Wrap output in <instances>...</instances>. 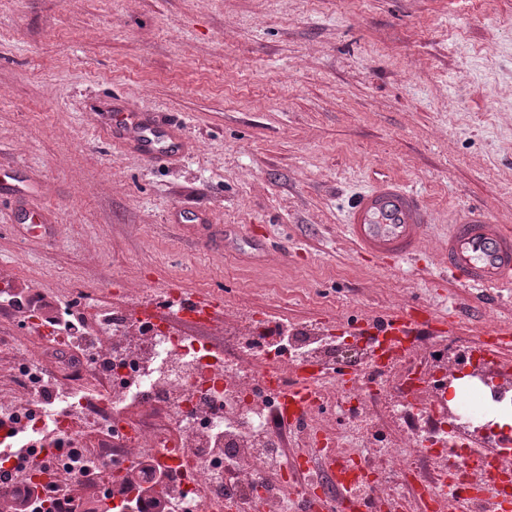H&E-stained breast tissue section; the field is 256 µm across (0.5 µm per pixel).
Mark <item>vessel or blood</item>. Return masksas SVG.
Wrapping results in <instances>:
<instances>
[{
    "instance_id": "vessel-or-blood-1",
    "label": "vessel or blood",
    "mask_w": 512,
    "mask_h": 512,
    "mask_svg": "<svg viewBox=\"0 0 512 512\" xmlns=\"http://www.w3.org/2000/svg\"><path fill=\"white\" fill-rule=\"evenodd\" d=\"M102 128L114 143L133 150L150 164L166 166L189 149L178 120L159 112H140L122 103L111 104L101 117ZM18 204L14 220L26 223L34 213L29 205L42 196L39 184L17 180L0 182V195ZM346 222L359 256L377 259L411 258L421 251L432 216L417 194L400 182L383 179L359 193L348 205ZM448 275L457 286L486 291L512 286V226L497 224L473 211L450 225L445 248ZM183 313L160 311L158 319L175 329L187 326V316L202 314L207 327L219 322L223 307L217 300L183 296ZM457 315L442 316L424 306H409L383 315L340 324V332L360 337L366 348L377 349L384 337L400 336L414 348L424 331L446 333L457 325ZM478 347L491 358L512 359V322L480 333ZM316 380L314 368H296L288 384V407L283 424L295 428L309 416L307 400Z\"/></svg>"
}]
</instances>
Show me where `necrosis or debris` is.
<instances>
[{
    "mask_svg": "<svg viewBox=\"0 0 512 512\" xmlns=\"http://www.w3.org/2000/svg\"><path fill=\"white\" fill-rule=\"evenodd\" d=\"M245 332H226L227 355L212 352L194 337L173 332L149 312L107 310L99 320L107 347H91L86 375L98 386L93 406H81L82 427L66 420L51 446H34L30 455L9 463L19 481L50 487L63 512H85L82 500L61 482L69 476L98 477L97 492L107 496L128 471L152 459L161 478L151 496L167 512H327L332 480L351 486L345 512L365 503L369 512H405L411 496L436 489L442 499L483 512L482 504L512 503V441L487 433L473 440L469 423L484 426L496 403H512V364L496 366V387L461 393L456 412L448 410V381L464 363L460 354L438 367L426 382L401 343L386 344L385 360L374 363L365 348H338L326 327L280 334L244 314ZM361 369L353 386L336 378L342 359ZM315 365L321 374L309 404L310 421L296 430L297 452L285 459L275 453L280 440L286 388L269 382L268 372ZM55 365L51 360L19 359L15 364L25 399L0 393V415L28 425L40 421L39 399ZM399 392L382 393L390 378ZM160 409L162 420L140 423L125 414L127 395ZM399 418L406 440L378 449L369 457L365 445L374 433ZM99 443L88 446L87 434ZM318 454L323 465L308 481L294 482V466Z\"/></svg>",
    "mask_w": 512,
    "mask_h": 512,
    "instance_id": "4bbe7bcc",
    "label": "necrosis or debris"
}]
</instances>
